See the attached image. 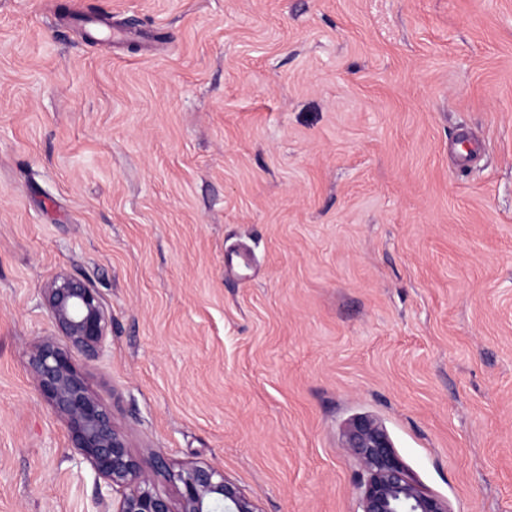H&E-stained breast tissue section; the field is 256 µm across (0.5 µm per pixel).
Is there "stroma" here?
<instances>
[{
    "label": "stroma",
    "instance_id": "1",
    "mask_svg": "<svg viewBox=\"0 0 512 512\" xmlns=\"http://www.w3.org/2000/svg\"><path fill=\"white\" fill-rule=\"evenodd\" d=\"M62 271L170 497L158 454L361 512L367 415L450 512H512V0H0V512L119 498L27 366Z\"/></svg>",
    "mask_w": 512,
    "mask_h": 512
}]
</instances>
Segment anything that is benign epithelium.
<instances>
[{
    "instance_id": "benign-epithelium-1",
    "label": "benign epithelium",
    "mask_w": 512,
    "mask_h": 512,
    "mask_svg": "<svg viewBox=\"0 0 512 512\" xmlns=\"http://www.w3.org/2000/svg\"><path fill=\"white\" fill-rule=\"evenodd\" d=\"M42 299L67 345L50 336L37 341L28 350V366L39 396L65 424L72 448L110 490L120 494L113 512H258L224 477V470L209 463L170 471L165 459L157 457L156 468L178 484V504L159 491L72 360L75 350L89 357L103 350L111 315L100 295L85 281L60 272L43 288ZM345 447L368 474L362 512H448L446 503L413 482L376 420L354 419L346 430Z\"/></svg>"
}]
</instances>
